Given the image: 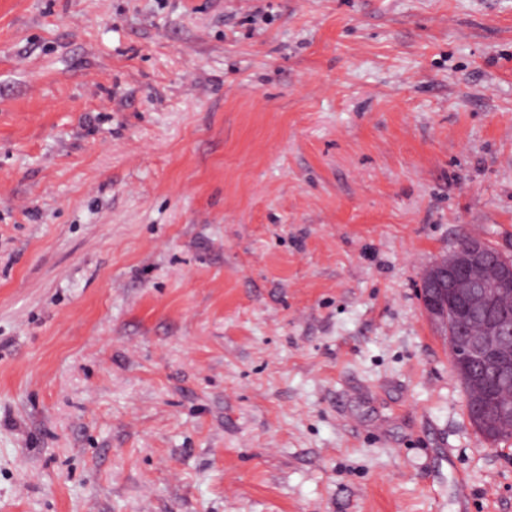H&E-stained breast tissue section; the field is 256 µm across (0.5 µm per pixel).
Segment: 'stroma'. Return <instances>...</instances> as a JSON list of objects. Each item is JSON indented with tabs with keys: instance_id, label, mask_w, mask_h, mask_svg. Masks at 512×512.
<instances>
[{
	"instance_id": "35a3bbf8",
	"label": "stroma",
	"mask_w": 512,
	"mask_h": 512,
	"mask_svg": "<svg viewBox=\"0 0 512 512\" xmlns=\"http://www.w3.org/2000/svg\"><path fill=\"white\" fill-rule=\"evenodd\" d=\"M467 236L512 0H0V512H512L418 291Z\"/></svg>"
}]
</instances>
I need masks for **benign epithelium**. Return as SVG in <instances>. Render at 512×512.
<instances>
[{
  "label": "benign epithelium",
  "instance_id": "obj_1",
  "mask_svg": "<svg viewBox=\"0 0 512 512\" xmlns=\"http://www.w3.org/2000/svg\"><path fill=\"white\" fill-rule=\"evenodd\" d=\"M452 303L466 311L464 323L482 320L480 331L467 329L454 345L462 363L512 359V329L497 316L499 311H512L511 255L499 251L492 259L488 245L472 239L466 248L431 266L423 275V304L428 314L439 321Z\"/></svg>",
  "mask_w": 512,
  "mask_h": 512
}]
</instances>
